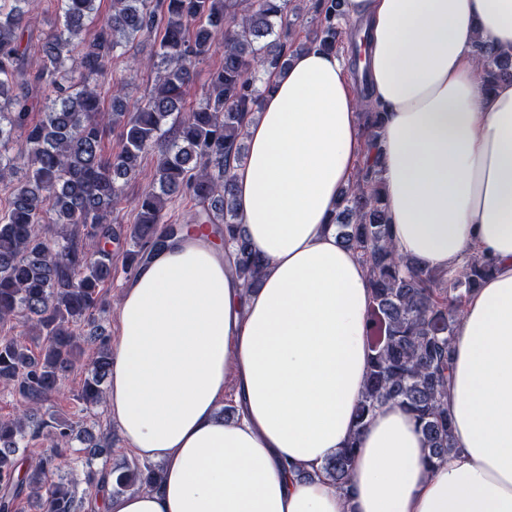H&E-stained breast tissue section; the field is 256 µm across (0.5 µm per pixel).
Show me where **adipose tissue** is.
Wrapping results in <instances>:
<instances>
[{
  "label": "adipose tissue",
  "mask_w": 512,
  "mask_h": 512,
  "mask_svg": "<svg viewBox=\"0 0 512 512\" xmlns=\"http://www.w3.org/2000/svg\"><path fill=\"white\" fill-rule=\"evenodd\" d=\"M344 10L370 28V94L386 114L377 145L338 54L305 49L272 75L231 171L265 275L244 291L223 248L190 236L124 286L106 404L163 476L103 512H512V82L486 89L474 56L479 40L512 52V0ZM371 150L400 256L442 270L475 252L495 266L462 308L448 387L456 450L433 469L399 404L355 427L372 290L331 218ZM352 439L343 492L319 471Z\"/></svg>",
  "instance_id": "1"
}]
</instances>
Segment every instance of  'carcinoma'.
Instances as JSON below:
<instances>
[{
    "label": "carcinoma",
    "mask_w": 512,
    "mask_h": 512,
    "mask_svg": "<svg viewBox=\"0 0 512 512\" xmlns=\"http://www.w3.org/2000/svg\"><path fill=\"white\" fill-rule=\"evenodd\" d=\"M57 3L58 25L32 61L23 35L37 0H0V181L12 182L8 206L0 209V323L20 319L41 342L35 353L14 336H0V384L11 386L20 402V413L0 422V512H20L23 501L37 512H82L77 483L66 472L72 442L92 458L112 447L109 439L56 419L49 446L17 471L25 438L48 426L34 418L76 366L87 377L75 400L85 407L105 402L112 352L99 316L108 306L112 243L120 242L108 216L139 176L143 158L155 153L156 166L125 237L132 272L199 226L224 242L243 287L258 285L264 259L239 223L230 176L244 158L245 123L259 106L267 73L301 49L336 50L348 23L342 0H312L314 29L305 45L284 41L302 16L298 0H112L105 16L96 0ZM88 27L96 28L91 39L81 36ZM218 39L223 62L194 100L196 67ZM140 40L157 46L150 61L157 80L132 103L127 85L112 82L111 60ZM476 53L487 89L512 80V53L480 40ZM36 92L44 98L38 121L31 118ZM361 122L375 146L383 112L368 108ZM116 128L120 148L109 153L105 139ZM179 198L195 206L182 224L168 216ZM333 224L340 242L363 259L373 291L369 372L356 427L379 405L397 402L413 414L429 464L443 462L455 451L447 395L462 305L493 265L472 255L443 271L399 256L375 161L342 192ZM355 448L353 439L323 467L322 476L342 490L349 487ZM161 478L149 464L90 471V510L100 498L153 490Z\"/></svg>",
    "instance_id": "cac0c4a2"
}]
</instances>
